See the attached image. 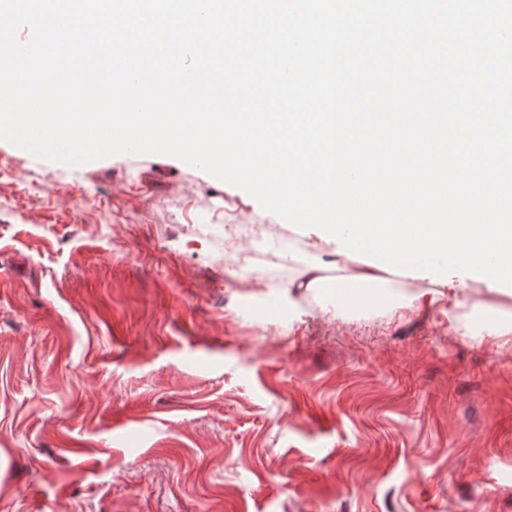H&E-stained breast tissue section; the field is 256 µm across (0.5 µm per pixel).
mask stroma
<instances>
[{
	"mask_svg": "<svg viewBox=\"0 0 512 512\" xmlns=\"http://www.w3.org/2000/svg\"><path fill=\"white\" fill-rule=\"evenodd\" d=\"M0 512H512V332L167 155L77 167L0 141ZM264 223L239 276L224 227ZM339 304L364 303L371 306H389L394 293L389 284L373 274H358L336 284L325 285Z\"/></svg>",
	"mask_w": 512,
	"mask_h": 512,
	"instance_id": "1",
	"label": "stroma"
}]
</instances>
